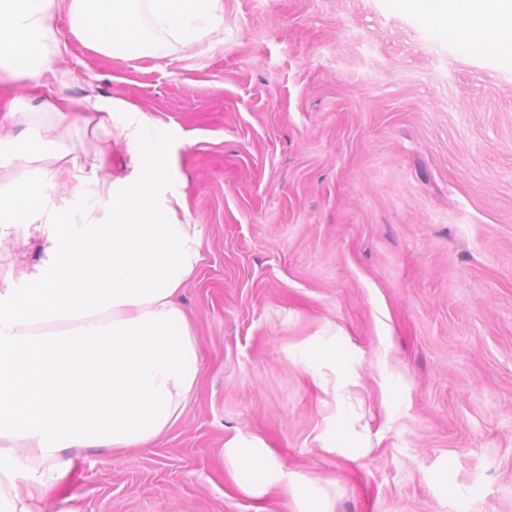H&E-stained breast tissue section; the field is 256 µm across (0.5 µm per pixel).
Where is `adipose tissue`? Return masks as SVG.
Returning <instances> with one entry per match:
<instances>
[{
    "label": "adipose tissue",
    "mask_w": 512,
    "mask_h": 512,
    "mask_svg": "<svg viewBox=\"0 0 512 512\" xmlns=\"http://www.w3.org/2000/svg\"><path fill=\"white\" fill-rule=\"evenodd\" d=\"M458 27L486 29L512 0H445ZM67 13L70 37L53 23ZM223 0H0V69L38 95L66 84L56 60L71 41L112 58L155 59L201 43L223 20ZM44 120L0 113V224L37 240L35 268L13 261L0 290V512H41L84 448H137L180 420L199 384L193 328L176 298L201 261L196 225L157 121L122 98L87 92L49 104ZM96 135L95 165L59 145L76 128ZM121 137L132 173L99 163Z\"/></svg>",
    "instance_id": "1"
}]
</instances>
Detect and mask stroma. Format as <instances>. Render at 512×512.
<instances>
[{
	"mask_svg": "<svg viewBox=\"0 0 512 512\" xmlns=\"http://www.w3.org/2000/svg\"><path fill=\"white\" fill-rule=\"evenodd\" d=\"M413 4L224 0L211 42L0 85L161 120L202 240L197 390L82 449L55 512H512V63Z\"/></svg>",
	"mask_w": 512,
	"mask_h": 512,
	"instance_id": "35a3bbf8",
	"label": "stroma"
}]
</instances>
